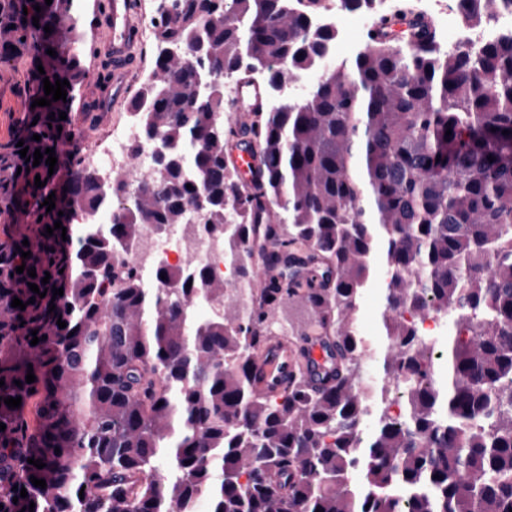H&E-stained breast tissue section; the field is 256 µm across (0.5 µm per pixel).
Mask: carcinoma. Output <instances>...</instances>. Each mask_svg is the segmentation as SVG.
<instances>
[{"label":"carcinoma","instance_id":"1","mask_svg":"<svg viewBox=\"0 0 512 512\" xmlns=\"http://www.w3.org/2000/svg\"><path fill=\"white\" fill-rule=\"evenodd\" d=\"M83 2L0 0V60L31 58L27 104L51 100L20 130L42 151L59 148L64 125L49 119L61 102L43 78L68 80L72 96L81 66L64 50L84 38ZM462 2L471 25L512 7ZM407 13L410 39L371 41L305 100L261 113L259 194L224 161V87L210 72L274 88L315 66L331 33L310 27L306 0H175L156 16L158 53L130 103L162 150L147 179L103 187L75 165L65 187L48 155L26 163L23 184L0 196V213L21 217L0 243V512L512 509V35L445 51L434 18ZM51 193L67 195L64 215L43 206ZM201 194L203 228L224 235L225 265L247 282L261 213H288L264 256L287 275L249 309L230 298L205 320L193 309L222 300L224 282L203 265L182 274L160 262L149 284L122 257L143 225L188 223ZM100 209L111 223H76ZM57 220L76 249L62 248L60 229L47 235ZM378 251L388 345L381 380L367 384L356 316ZM291 305L309 314L301 339L320 340L334 369L316 382L298 362L286 386L262 392L257 364L281 341L269 324ZM428 315L452 322L450 342L413 327Z\"/></svg>","mask_w":512,"mask_h":512}]
</instances>
